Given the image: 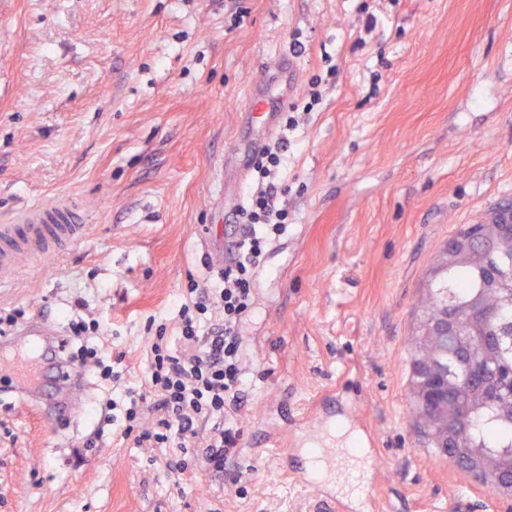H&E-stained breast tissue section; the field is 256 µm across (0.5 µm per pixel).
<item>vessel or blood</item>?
<instances>
[{
	"label": "vessel or blood",
	"instance_id": "b4317fda",
	"mask_svg": "<svg viewBox=\"0 0 512 512\" xmlns=\"http://www.w3.org/2000/svg\"><path fill=\"white\" fill-rule=\"evenodd\" d=\"M262 77H254L246 96L248 112L259 115L264 131H271L277 113L287 107L286 99L269 98L259 93ZM85 232L84 215L64 203H41L17 216L10 223L0 224V285L5 284L30 263L49 259L63 249L78 243ZM20 333L31 344L32 351H45L47 381L64 398L54 405H45L43 412L51 421L76 417L86 399L88 373L79 363L64 360L63 340L58 328L43 320H32ZM303 483L317 487L316 512H351L352 501L319 490L313 472L303 473Z\"/></svg>",
	"mask_w": 512,
	"mask_h": 512
}]
</instances>
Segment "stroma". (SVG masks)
Returning a JSON list of instances; mask_svg holds the SVG:
<instances>
[{
    "mask_svg": "<svg viewBox=\"0 0 512 512\" xmlns=\"http://www.w3.org/2000/svg\"><path fill=\"white\" fill-rule=\"evenodd\" d=\"M258 72L306 120L289 134L288 229L241 328L240 483L199 465L175 479L174 449L114 439L86 413L53 430L35 385L0 391V512H312L289 457L358 436H337L338 413L312 417L338 390L375 437L361 464L376 512H512L425 441L407 387L432 263L512 204V0H0V217L65 201L87 224L0 288V310L99 321L98 354L124 375L90 380L87 399L125 404L149 322L174 325L190 281L214 282L199 230L231 231L225 159L259 136L245 110Z\"/></svg>",
    "mask_w": 512,
    "mask_h": 512,
    "instance_id": "obj_1",
    "label": "stroma"
}]
</instances>
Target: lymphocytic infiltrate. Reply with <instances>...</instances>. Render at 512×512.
Masks as SVG:
<instances>
[{"instance_id":"obj_1","label":"lymphocytic infiltrate","mask_w":512,"mask_h":512,"mask_svg":"<svg viewBox=\"0 0 512 512\" xmlns=\"http://www.w3.org/2000/svg\"><path fill=\"white\" fill-rule=\"evenodd\" d=\"M287 149L283 135L252 157L257 181L232 211L238 236L233 259L218 272L219 287L180 305L177 336H168L166 324L156 327L145 387L127 392L121 438H133L139 448L179 449L182 458L173 471L185 472L190 457L219 473L239 451L234 415L246 374L240 323L252 308L254 273L268 245L287 228V186L279 180ZM216 311L223 323L202 330V321Z\"/></svg>"}]
</instances>
